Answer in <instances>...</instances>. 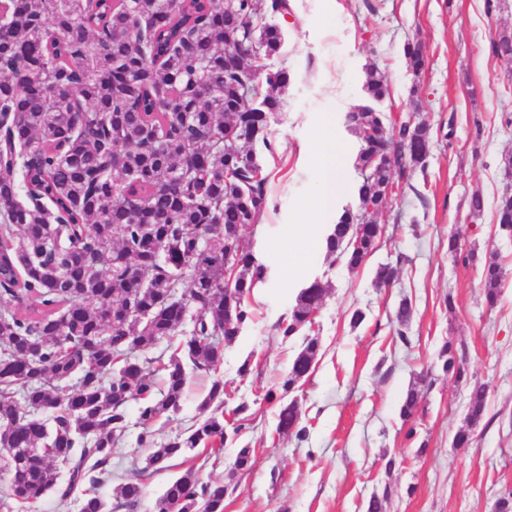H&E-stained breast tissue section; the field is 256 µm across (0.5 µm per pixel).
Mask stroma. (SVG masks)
Listing matches in <instances>:
<instances>
[{
	"mask_svg": "<svg viewBox=\"0 0 512 512\" xmlns=\"http://www.w3.org/2000/svg\"><path fill=\"white\" fill-rule=\"evenodd\" d=\"M280 25L284 44L276 62L290 82L279 112L270 119L275 149L263 153L268 206L257 230L243 243L255 250L258 235L268 245L265 262L274 287L252 292L255 319L224 350L219 375L229 406L246 403L251 422L226 441L217 464H205L204 479L233 481L224 512H366L372 494L390 491L386 512H495L497 499L512 491V237L500 231L496 204L512 193V59L496 56L492 42L512 33V0H290ZM425 53L420 74L403 55L407 39ZM386 79L390 96L380 111L427 124L433 144L425 172L414 173L390 196L376 223L385 227L378 249L357 269L331 263L319 243H289L288 228L310 223L317 204L316 142L325 116L339 139L356 137L344 116L366 101L368 68ZM485 201L469 210L472 195ZM461 236L476 259L463 264L448 256L449 233ZM497 257L504 267L501 294L487 307L480 263ZM392 263L391 287L373 283L376 267ZM327 287L314 331L318 362L290 394L307 433L304 439L277 432L279 390L301 337L276 330L299 289L310 279ZM413 314L408 339L396 335L401 300ZM454 309H447V301ZM363 321L351 322L354 311ZM465 345L470 382L487 384L483 420L472 442L453 437L466 425L469 390L438 371L445 341ZM250 363L248 376L238 369ZM430 380L417 383L426 366ZM211 379L196 374L180 410L153 426L156 442L184 433L200 417ZM417 385L419 407L404 420L400 407L409 385ZM130 427L115 448L110 497L117 484L147 465L138 447L136 405ZM253 450L252 467L231 466L242 447ZM394 468H387L388 459Z\"/></svg>",
	"mask_w": 512,
	"mask_h": 512,
	"instance_id": "stroma-1",
	"label": "stroma"
}]
</instances>
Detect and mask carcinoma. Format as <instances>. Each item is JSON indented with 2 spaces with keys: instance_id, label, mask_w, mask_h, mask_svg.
Wrapping results in <instances>:
<instances>
[{
  "instance_id": "obj_1",
  "label": "carcinoma",
  "mask_w": 512,
  "mask_h": 512,
  "mask_svg": "<svg viewBox=\"0 0 512 512\" xmlns=\"http://www.w3.org/2000/svg\"><path fill=\"white\" fill-rule=\"evenodd\" d=\"M0 0V509L33 505L52 492L65 501L81 488L80 512H109L98 488L112 474L124 439L127 406L137 404L136 443L151 449L148 466L238 435L250 420L240 403L224 417V345L253 322L249 298L265 267L244 249L242 232L260 223L267 179L257 148L273 152L269 122L281 109L290 76L280 68L262 84L254 70L272 65L284 39L276 18L288 0ZM259 32L263 61L224 68V46L250 44ZM408 67L425 56L407 41ZM380 103L389 96L371 69L364 86ZM364 105L345 115L359 149V209H343L324 238L326 256L360 267L385 227L369 219L382 208L393 175L425 170L428 125L389 124ZM236 143L225 148L224 136ZM379 155L383 164H370ZM499 229L512 233V194L496 207ZM209 234L211 244L197 245ZM448 256L467 264L461 237L448 234ZM237 264L231 287L226 260ZM396 269L376 268L377 287ZM500 261L483 262L489 306L500 295ZM326 297L315 278L277 324L285 338L304 336L281 384L292 392L317 363L319 339L308 335ZM412 308L399 303V339ZM177 344L168 360L147 357ZM212 378L201 417L159 444L151 426L177 412L188 373ZM442 372L467 382L463 354L442 346ZM486 386L469 393L467 424L454 435L465 446L485 414ZM276 430L301 439L295 402L280 405ZM144 472L119 484L113 508H134ZM225 486L202 481L195 465L172 479L155 512H224Z\"/></svg>"
}]
</instances>
